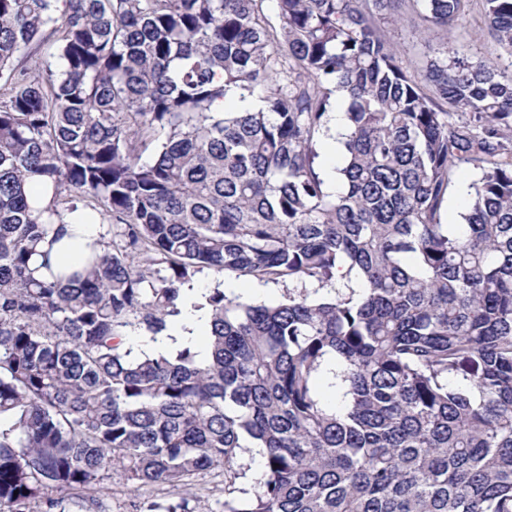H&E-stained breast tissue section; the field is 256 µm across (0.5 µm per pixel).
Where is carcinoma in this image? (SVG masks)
Returning a JSON list of instances; mask_svg holds the SVG:
<instances>
[{
    "instance_id": "cac0c4a2",
    "label": "carcinoma",
    "mask_w": 512,
    "mask_h": 512,
    "mask_svg": "<svg viewBox=\"0 0 512 512\" xmlns=\"http://www.w3.org/2000/svg\"><path fill=\"white\" fill-rule=\"evenodd\" d=\"M262 2L0 0V512L100 509L115 475L167 489L144 512H512V63L448 51L419 81L381 26L477 5L512 54V0H276L277 27ZM461 164L481 177L450 226ZM80 206L122 231L34 276ZM204 268L303 290L216 288L209 357L134 352ZM215 467L218 511L188 497ZM346 102H347L346 98L344 96H340V105L336 109V100L334 99V96L332 97V105L333 106H332V110L329 113V121H328L327 127H328V131H329V124L331 121L332 114L336 111L334 119H333V124L336 129V135L338 133H345V131H346V118H345V103ZM328 131L325 132L323 135H321V137L319 139L318 146H317V150L319 153V157L317 159L318 169H319L320 173L323 172L324 174L327 170H330L331 164L333 162V159L329 155L328 146H327L328 138H329ZM240 463L246 469V477L240 479L239 486L246 492L252 493L256 482L261 478L262 459L257 451V448H246L241 456Z\"/></svg>"
}]
</instances>
